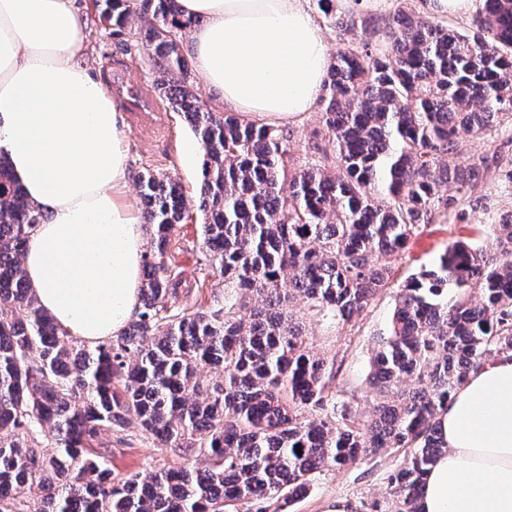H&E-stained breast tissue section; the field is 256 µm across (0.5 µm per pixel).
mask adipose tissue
Segmentation results:
<instances>
[{"instance_id":"adipose-tissue-1","label":"adipose tissue","mask_w":512,"mask_h":512,"mask_svg":"<svg viewBox=\"0 0 512 512\" xmlns=\"http://www.w3.org/2000/svg\"><path fill=\"white\" fill-rule=\"evenodd\" d=\"M194 66L226 110L277 126L312 112L328 70L308 0H179ZM75 0H0V150L49 214L24 275L39 305L94 344L139 306L146 230L129 194L127 126L81 60ZM444 448L419 512H512V352L472 371L438 417Z\"/></svg>"}]
</instances>
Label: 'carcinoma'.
<instances>
[{
  "instance_id": "obj_1",
  "label": "carcinoma",
  "mask_w": 512,
  "mask_h": 512,
  "mask_svg": "<svg viewBox=\"0 0 512 512\" xmlns=\"http://www.w3.org/2000/svg\"><path fill=\"white\" fill-rule=\"evenodd\" d=\"M329 2L319 9L354 29ZM142 12L159 88L203 150L200 236L224 303L190 314L168 305L170 237L189 211L178 182L141 174L150 248L138 311L89 346L25 278L43 214L0 153V512H288L315 474L392 448L403 451L388 476L393 507L362 501L358 512H418L443 448L440 411L474 368L512 351V222L498 225L493 254L461 235L398 289L367 420L336 399V359L313 354L288 307L299 300L350 325L421 228L454 219L467 229L480 168L445 158L458 154L461 130L481 140L512 126V0H481L465 32L400 5L385 20L384 54L349 43L320 96L316 137L332 151L314 146L319 163L291 176L289 132L214 112L194 90L179 33L195 21L179 0H143ZM99 18L124 34L128 0H103ZM205 368L218 373L210 385ZM132 418L154 447L204 454L209 467L112 475L94 443Z\"/></svg>"
}]
</instances>
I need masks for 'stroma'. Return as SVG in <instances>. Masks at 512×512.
<instances>
[{"instance_id":"stroma-1","label":"stroma","mask_w":512,"mask_h":512,"mask_svg":"<svg viewBox=\"0 0 512 512\" xmlns=\"http://www.w3.org/2000/svg\"><path fill=\"white\" fill-rule=\"evenodd\" d=\"M86 16L82 34L84 57L94 80L103 81L108 58L123 57L133 80L155 88L160 77L155 57L145 39H127L114 35L110 25L100 23L91 0H78ZM169 129L156 138H144L129 133L127 150L132 176L145 172L163 173L176 180L183 188L187 201H194L202 161V149L181 113L168 114ZM292 134L289 172L304 169L313 159L312 144L316 131L321 130L320 111H313L302 119L288 123ZM483 155L485 163L480 170V184L475 190L482 204L468 214L474 226L469 238L473 248L490 249L495 239L496 225L512 219V191L504 187V171L499 157L512 156V130L502 129L489 133L484 140L461 134L459 153L454 161L468 164L470 157ZM458 236L456 223L431 225L412 238L404 253L395 262V277L404 280L418 271L420 265L433 264L449 242ZM175 262L178 266L180 285L169 298L175 310L194 312L201 309L215 310L224 300V279L218 268L210 265L203 256L198 220L180 225L175 234ZM395 288L382 291L359 316L355 325L340 326L319 318L303 315L302 328L320 357L329 359L340 355L344 358L342 372L337 379V396L353 401L360 412H368L378 399L370 383L371 361L376 349L388 334L389 322L395 307ZM100 451L114 474L125 477L131 474H148L158 467L182 465L181 457L169 450H157L145 439L137 424H129L121 432L103 434ZM399 451L374 457L361 465L348 467L341 472H324L316 475L308 492L297 499L289 512H323L327 500L344 497L353 502L382 499L390 471L401 461ZM198 469L207 468V458L197 455L187 461Z\"/></svg>"}]
</instances>
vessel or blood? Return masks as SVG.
I'll list each match as a JSON object with an SVG mask.
<instances>
[{"label":"vessel or blood","instance_id":"1","mask_svg":"<svg viewBox=\"0 0 512 512\" xmlns=\"http://www.w3.org/2000/svg\"><path fill=\"white\" fill-rule=\"evenodd\" d=\"M106 82L122 110L129 113L136 130L152 137L165 129L164 114L152 94L134 83L122 60H112L106 68Z\"/></svg>","mask_w":512,"mask_h":512}]
</instances>
